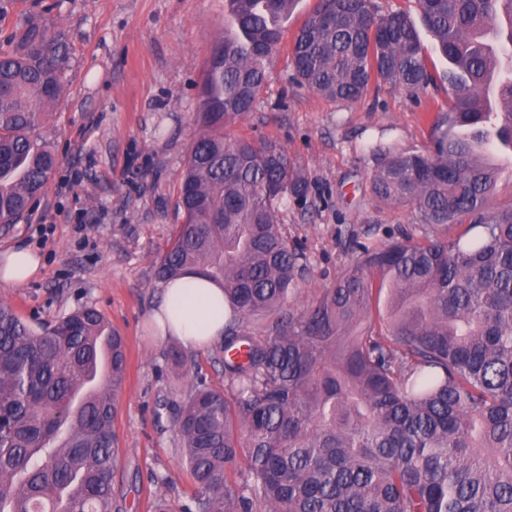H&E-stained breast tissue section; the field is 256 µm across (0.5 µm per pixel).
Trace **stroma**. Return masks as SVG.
Instances as JSON below:
<instances>
[{"mask_svg": "<svg viewBox=\"0 0 512 512\" xmlns=\"http://www.w3.org/2000/svg\"><path fill=\"white\" fill-rule=\"evenodd\" d=\"M315 5L299 0L258 101L224 126L230 139L278 141L308 183L306 197L279 212L302 253L287 303L297 313L335 283L357 245L422 237L410 208L373 196L376 151H426L433 117L450 106L444 83L418 100L385 84L348 101L297 84L289 48ZM224 9L225 0H0V46L35 21L63 35L70 57L53 116L35 132L57 167L34 209L0 226V251L31 248L41 271L19 286L0 284V301L35 328L93 307L123 336L112 473L119 512H154L159 497L182 512L191 493L169 354L182 351L211 387L225 384L219 347L180 350L149 319L160 286L155 264L182 222L177 180L200 133V82L224 35ZM485 160L500 171L491 205L512 206V142L493 140Z\"/></svg>", "mask_w": 512, "mask_h": 512, "instance_id": "1", "label": "stroma"}]
</instances>
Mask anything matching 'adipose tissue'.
Segmentation results:
<instances>
[{
  "label": "adipose tissue",
  "mask_w": 512,
  "mask_h": 512,
  "mask_svg": "<svg viewBox=\"0 0 512 512\" xmlns=\"http://www.w3.org/2000/svg\"><path fill=\"white\" fill-rule=\"evenodd\" d=\"M40 255L26 247L0 252V283L19 285L40 271ZM230 314L221 284L197 274L164 282L151 318L164 337L191 350H201L224 338V323Z\"/></svg>",
  "instance_id": "obj_1"
}]
</instances>
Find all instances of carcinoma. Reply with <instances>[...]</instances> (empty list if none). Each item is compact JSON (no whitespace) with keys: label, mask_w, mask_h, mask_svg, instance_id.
Here are the masks:
<instances>
[{"label":"carcinoma","mask_w":512,"mask_h":512,"mask_svg":"<svg viewBox=\"0 0 512 512\" xmlns=\"http://www.w3.org/2000/svg\"><path fill=\"white\" fill-rule=\"evenodd\" d=\"M295 2L227 0L178 183L183 220L157 264L161 281L220 283L232 309L224 388L169 356L192 485L183 512H512V207L490 205L482 157L490 133L512 141V0H418L452 103L425 152L379 155L371 185L427 229L358 246L297 315L285 305L300 254L279 212L307 181L277 142L224 138L263 90ZM13 42L0 50L1 224L56 166L34 131L67 71L45 26ZM290 57L302 85L336 100L373 82L417 99L434 82L411 18L372 0H318ZM125 370L98 310L35 329L0 302V512H113Z\"/></svg>","instance_id":"carcinoma-1"}]
</instances>
